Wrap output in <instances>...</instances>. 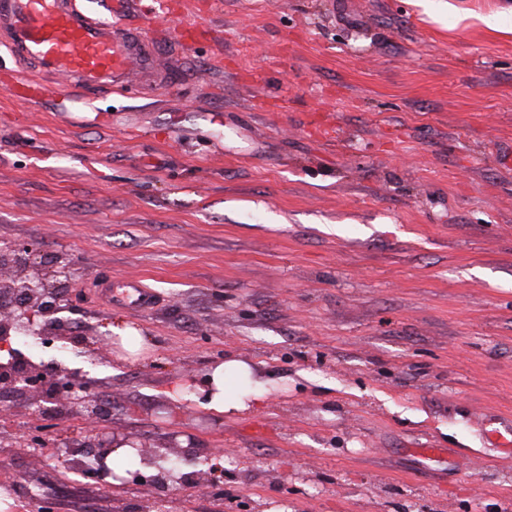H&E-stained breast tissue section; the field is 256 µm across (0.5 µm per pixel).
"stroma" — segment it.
<instances>
[{
    "mask_svg": "<svg viewBox=\"0 0 512 512\" xmlns=\"http://www.w3.org/2000/svg\"><path fill=\"white\" fill-rule=\"evenodd\" d=\"M142 3L126 22L171 85L23 97L0 41V243L72 262L58 363L96 380L104 427L222 451L226 477L65 493L84 408L1 393L0 512H512L487 438L512 424V0ZM117 322L141 355L98 352ZM229 359L265 383L255 410L169 398ZM47 422L58 446L30 447ZM99 291L104 295L109 302H115L134 306L138 309H149L155 303V294L147 288L142 281L129 282L122 286L123 291L119 292L117 289L112 291V280L101 283Z\"/></svg>",
    "mask_w": 512,
    "mask_h": 512,
    "instance_id": "obj_1",
    "label": "stroma"
}]
</instances>
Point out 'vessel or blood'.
Segmentation results:
<instances>
[{
    "label": "vessel or blood",
    "instance_id": "b4317fda",
    "mask_svg": "<svg viewBox=\"0 0 512 512\" xmlns=\"http://www.w3.org/2000/svg\"><path fill=\"white\" fill-rule=\"evenodd\" d=\"M0 31L7 33L13 56L29 64L32 82L48 93L59 78L75 97L121 88L155 60L142 32L91 14L82 0H0ZM99 290L108 300L142 310L155 303L154 292L139 281L120 292L107 281Z\"/></svg>",
    "mask_w": 512,
    "mask_h": 512
}]
</instances>
